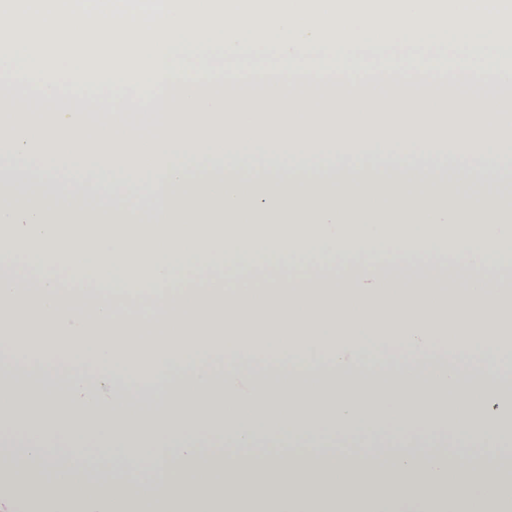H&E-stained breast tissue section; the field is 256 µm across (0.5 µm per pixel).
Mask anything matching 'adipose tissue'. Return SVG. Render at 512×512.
<instances>
[{"instance_id":"adipose-tissue-1","label":"adipose tissue","mask_w":512,"mask_h":512,"mask_svg":"<svg viewBox=\"0 0 512 512\" xmlns=\"http://www.w3.org/2000/svg\"><path fill=\"white\" fill-rule=\"evenodd\" d=\"M257 141L155 142L149 164L118 172L132 141L47 138L38 160L33 139L0 138V335L39 330L44 346L14 360L68 377L67 395L51 400L0 379V481L37 512H287L292 500L319 512H472L447 449L512 446L498 419L480 427L475 416L502 397L512 290L471 276L512 267V209L488 191L496 168L486 165L512 169V132L273 134L259 160ZM296 148L307 163L284 164ZM197 154L211 159L210 174L173 161ZM51 159L95 160L100 194L64 183ZM138 181L159 186L156 211L127 209L120 188ZM373 254L444 256L466 277L390 288L366 263L346 287L328 282L331 257ZM275 260L322 268L245 280ZM92 278L101 298L87 306ZM353 353L404 373L275 389L244 375L270 362L340 370ZM433 355L447 379L415 377ZM464 365L480 372L467 386L457 381ZM136 385L164 409L113 410ZM200 429L224 446L223 460L199 455ZM348 435L358 446L340 452ZM65 449L114 466L57 476ZM146 463L160 495L122 476ZM197 476L201 490L170 493L174 478Z\"/></svg>"}]
</instances>
